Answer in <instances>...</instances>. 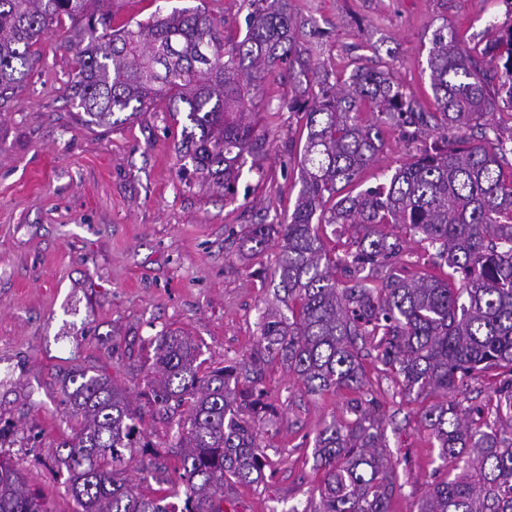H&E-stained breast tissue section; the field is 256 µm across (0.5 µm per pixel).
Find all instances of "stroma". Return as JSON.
Wrapping results in <instances>:
<instances>
[{
	"label": "stroma",
	"mask_w": 512,
	"mask_h": 512,
	"mask_svg": "<svg viewBox=\"0 0 512 512\" xmlns=\"http://www.w3.org/2000/svg\"><path fill=\"white\" fill-rule=\"evenodd\" d=\"M298 44L314 67L279 64L246 82L247 112L264 142L244 155L231 192L182 173L181 127L165 104L111 127L84 123L65 95L74 77L69 21L34 45L31 74L0 98V452L19 463L51 512H75L52 458L72 424L62 382L103 373L147 405L141 368L160 330L192 336L206 363L249 354L261 314L276 306L275 250L248 254V225L287 220L301 189L306 130L288 107L317 93L319 75L358 67L390 71L433 109L426 60L441 25L483 40L489 22L507 21L504 0H286ZM113 24L198 7L218 24L225 53L243 40L246 0H105ZM417 150L397 135L360 178L385 182ZM381 404L384 441L400 464L391 512H417L448 469L421 422L423 399L405 393L374 356L362 360ZM278 415L259 437L269 465L260 484L228 495L238 512H317L316 435L343 418L348 392L311 393L280 364L264 370Z\"/></svg>",
	"instance_id": "obj_1"
}]
</instances>
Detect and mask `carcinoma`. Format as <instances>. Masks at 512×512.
<instances>
[{
  "instance_id": "obj_1",
  "label": "carcinoma",
  "mask_w": 512,
  "mask_h": 512,
  "mask_svg": "<svg viewBox=\"0 0 512 512\" xmlns=\"http://www.w3.org/2000/svg\"><path fill=\"white\" fill-rule=\"evenodd\" d=\"M100 2L0 0V98L31 72L38 37L66 17L76 64L66 92L85 122L121 123L163 100L185 114L180 160L230 190L236 164L258 145L244 118L242 78L283 60L309 70L283 0H247V33L228 57L217 24L197 7L114 28ZM490 28L494 34L472 46L446 26L434 31L427 69L435 112L390 72L369 68L334 84L324 78L313 100L288 102L306 118L301 189L287 223L251 224L243 240L255 255L278 248L284 296L277 300L291 316L269 309L248 357L223 366H204L200 346L181 330L150 339L153 355L142 368L153 375L152 404L177 458L173 484L126 391L104 375H67L65 415L81 423L56 446L54 461L66 471L75 512H224V486L257 485L268 466L258 435L276 412L261 369L273 362L310 392L358 394L346 403L351 418L326 421L318 432L317 512H390L398 473L382 451L379 404L360 363L369 348L406 392L437 399L422 419L439 458L459 470L435 484L417 512H512V131L495 118L504 104L512 119V22ZM437 130L456 135L447 149L420 151L375 188H338L355 185L379 160L388 134L412 144ZM325 224L354 231L343 255L327 250ZM387 224L435 249L440 274L392 268L404 240L389 238ZM488 371L495 372L493 411L448 400ZM135 448L150 457L161 488L146 492L125 475V451ZM0 512H50L3 455Z\"/></svg>"
}]
</instances>
